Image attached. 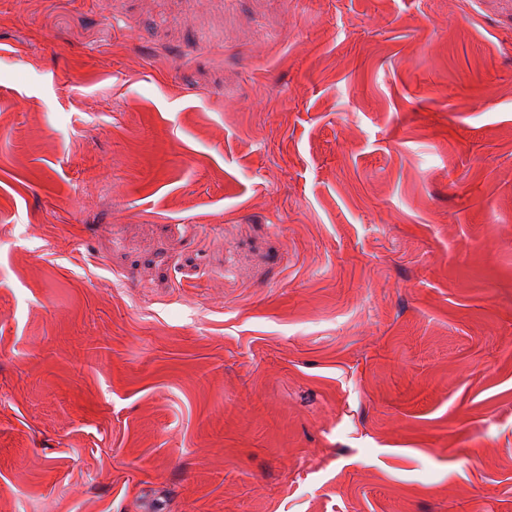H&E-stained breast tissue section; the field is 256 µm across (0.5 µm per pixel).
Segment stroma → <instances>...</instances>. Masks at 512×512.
<instances>
[{"label":"stroma","mask_w":512,"mask_h":512,"mask_svg":"<svg viewBox=\"0 0 512 512\" xmlns=\"http://www.w3.org/2000/svg\"><path fill=\"white\" fill-rule=\"evenodd\" d=\"M0 47V512H512V0Z\"/></svg>","instance_id":"1"}]
</instances>
